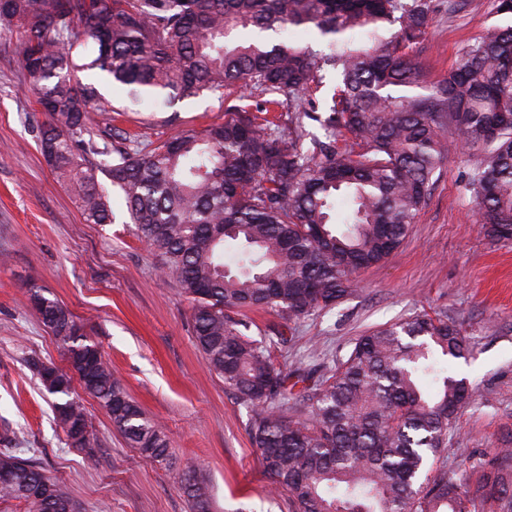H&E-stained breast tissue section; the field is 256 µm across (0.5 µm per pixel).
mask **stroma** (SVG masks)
Returning <instances> with one entry per match:
<instances>
[{
	"label": "stroma",
	"instance_id": "35a3bbf8",
	"mask_svg": "<svg viewBox=\"0 0 512 512\" xmlns=\"http://www.w3.org/2000/svg\"><path fill=\"white\" fill-rule=\"evenodd\" d=\"M491 0H466L455 16L439 13L413 51L428 82L455 67L462 48L494 23ZM108 110L90 113L93 140L111 129L145 143L200 132L254 100L233 87L177 102L171 112L114 113L119 88L104 87ZM46 116L29 91L15 41L0 37V449L19 448L56 478L79 512H192L180 475L194 469L208 483L211 512H288L260 453L247 413L211 373L192 335V303L162 256L142 241L119 197L111 224L83 223L39 147ZM466 157L450 154L430 198L397 250L355 274L353 293L334 310L305 319L288 348L272 347L289 371L327 365L359 336L418 313L456 325L467 357L439 359L440 369L475 394L448 438V475L464 479L474 458L512 448V242L485 236L461 174ZM65 305L121 377L128 395L171 440L169 465L151 463L85 397L93 448L69 447L38 365L66 367L64 350L25 301L29 283Z\"/></svg>",
	"mask_w": 512,
	"mask_h": 512
}]
</instances>
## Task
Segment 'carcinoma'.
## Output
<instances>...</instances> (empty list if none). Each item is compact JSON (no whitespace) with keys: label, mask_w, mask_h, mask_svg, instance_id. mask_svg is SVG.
<instances>
[{"label":"carcinoma","mask_w":512,"mask_h":512,"mask_svg":"<svg viewBox=\"0 0 512 512\" xmlns=\"http://www.w3.org/2000/svg\"><path fill=\"white\" fill-rule=\"evenodd\" d=\"M464 0H0V35H18L30 91L49 120L40 148L87 224L114 221L102 172L138 235L162 251V272L191 297L192 330L208 369L250 408L248 434L290 512H512V448L480 460L479 481L445 476L448 433L473 392L436 370L460 359L466 337L427 313L360 336L327 374L293 393L271 346L294 341L300 321L353 292L351 275L395 251L448 161L447 131L467 146L465 187L487 237L512 241V24L490 25L442 80L427 84L410 57L433 15ZM311 24L328 38L314 53L266 37ZM95 71L126 101L156 111L236 86L265 95L257 113L232 115L202 134L149 148L117 130L85 139L102 104ZM334 78L331 102L311 95ZM288 110V123L261 116ZM348 133L353 142L338 145ZM348 204L343 229L332 216ZM246 248L244 270H224V244ZM27 304L74 363L52 382L57 424L75 448H92L73 381L111 411L112 423L150 462L169 463V439L130 398L82 326L31 284ZM262 309L280 322L268 340L225 310ZM434 375L427 395L419 376ZM300 419L288 418V412ZM195 512L209 487L181 475ZM26 512H77L57 479L0 451V504Z\"/></svg>","instance_id":"cac0c4a2"}]
</instances>
